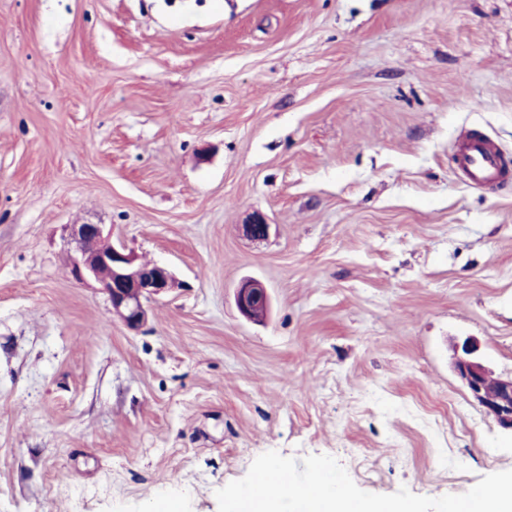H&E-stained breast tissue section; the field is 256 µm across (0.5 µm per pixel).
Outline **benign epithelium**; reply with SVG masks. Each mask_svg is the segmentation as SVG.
Listing matches in <instances>:
<instances>
[{"label": "benign epithelium", "mask_w": 512, "mask_h": 512, "mask_svg": "<svg viewBox=\"0 0 512 512\" xmlns=\"http://www.w3.org/2000/svg\"><path fill=\"white\" fill-rule=\"evenodd\" d=\"M270 228L258 217L244 225V232L252 239L265 240ZM70 240L75 243L74 249L67 251L73 277L98 282L108 296L112 313L130 329L145 323L147 302L175 287V278L167 268L137 261L125 247L104 239L99 224L71 225ZM235 303L242 315L258 320L267 311L269 295L262 283L245 280L236 289ZM452 351L451 366L456 376L496 425L512 435V376L495 375L470 338L454 344Z\"/></svg>", "instance_id": "7a95c632"}]
</instances>
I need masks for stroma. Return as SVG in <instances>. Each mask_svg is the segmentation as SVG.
Segmentation results:
<instances>
[{
	"label": "stroma",
	"mask_w": 512,
	"mask_h": 512,
	"mask_svg": "<svg viewBox=\"0 0 512 512\" xmlns=\"http://www.w3.org/2000/svg\"><path fill=\"white\" fill-rule=\"evenodd\" d=\"M466 130L512 159V0H0V512H218L270 450L512 469L450 364L512 375V181ZM85 223L179 281L140 330L70 274ZM458 168L477 185H493L506 180L510 169L501 155L483 137L466 135L457 155ZM235 303L242 315L258 320L267 311L269 295L259 281L245 280L236 289Z\"/></svg>",
	"instance_id": "1"
}]
</instances>
